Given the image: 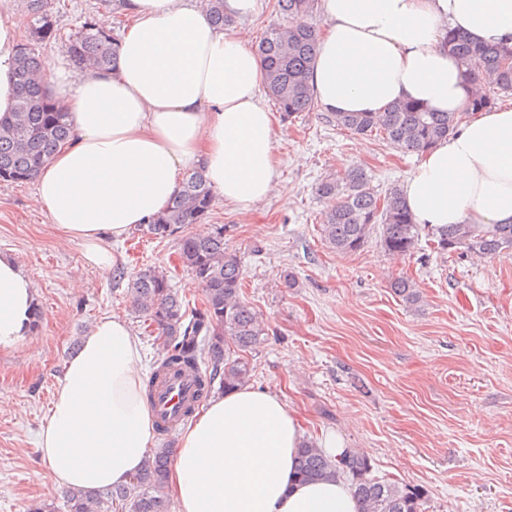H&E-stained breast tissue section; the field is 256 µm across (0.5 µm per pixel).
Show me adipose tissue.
Masks as SVG:
<instances>
[{"mask_svg": "<svg viewBox=\"0 0 512 512\" xmlns=\"http://www.w3.org/2000/svg\"><path fill=\"white\" fill-rule=\"evenodd\" d=\"M326 28L309 83L333 112H380L413 100L458 111L467 89L447 29L472 41L512 37V0H322ZM131 23L115 67L73 73L65 58L46 87L70 138L34 180L51 224L81 241L102 271L114 240L148 223L203 167L225 201L252 205L273 184L275 116L259 100L265 69L241 38L211 22L200 0H124ZM24 15H0V119L17 96ZM416 223L512 224V109L476 114L433 149L403 188ZM34 289L0 253V348L31 336ZM140 341L112 316L95 320L63 363L37 450L59 489L126 483L154 444ZM301 424L285 401L245 386L210 398L180 432L167 489L174 512H361L342 482L305 481Z\"/></svg>", "mask_w": 512, "mask_h": 512, "instance_id": "1", "label": "adipose tissue"}]
</instances>
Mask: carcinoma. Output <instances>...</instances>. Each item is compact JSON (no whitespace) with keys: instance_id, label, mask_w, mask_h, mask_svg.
Returning a JSON list of instances; mask_svg holds the SVG:
<instances>
[{"instance_id":"cac0c4a2","label":"carcinoma","mask_w":512,"mask_h":512,"mask_svg":"<svg viewBox=\"0 0 512 512\" xmlns=\"http://www.w3.org/2000/svg\"><path fill=\"white\" fill-rule=\"evenodd\" d=\"M26 7L32 22L17 53V100L10 117L0 120L1 182L32 180L70 133L66 113L46 92L45 64L35 49L56 35L55 20L44 0H26ZM206 7L214 25L222 28L234 22L224 13V0H206ZM271 8L279 22L267 28L257 53L266 68V88L274 107L289 120L318 107L308 83L318 49V32L308 18L317 12L318 0H272ZM446 44L465 84L485 82L480 91L466 96L460 111L430 112L416 102L400 101L383 112H332L331 121L352 134L376 136L422 154L456 132L465 119L512 95V44H475L452 30ZM117 47L111 33L90 22L67 43L80 72L113 66ZM318 193L332 202L321 235L336 251L360 250L376 227L384 251L392 256H407L417 247L422 226L414 222L402 189L394 186L380 194L364 169L351 168L338 179L322 181ZM214 199L204 171L197 168L182 180L166 208L139 228L141 234L160 241L178 236L180 259L202 287L203 307L187 311L167 272L156 267L137 272L128 287L133 309L149 322L159 346L156 366L146 379L148 403L154 404L162 378L194 381L192 398L174 412L179 423L192 418L214 393L251 381L247 354L260 347L266 335L263 322L243 299L240 259L224 242V227L194 228L204 222ZM427 236L440 254L491 258L512 249V224H448L428 229ZM390 288L407 306H421L422 296L410 278L399 275ZM171 460L172 448L165 440L150 450L141 471L127 484L67 492L68 512H172L166 493ZM297 474L304 480H350L362 512H424L423 489L372 477L368 457L359 450L349 449L331 459L308 440L298 451Z\"/></svg>"}]
</instances>
